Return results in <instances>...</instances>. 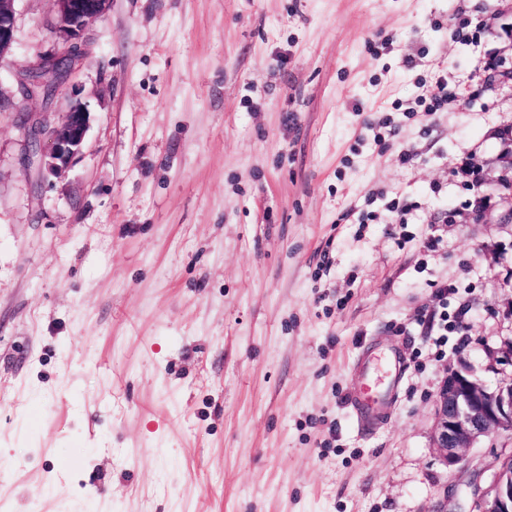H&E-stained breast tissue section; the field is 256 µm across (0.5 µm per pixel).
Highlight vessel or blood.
I'll use <instances>...</instances> for the list:
<instances>
[{"label": "vessel or blood", "instance_id": "1", "mask_svg": "<svg viewBox=\"0 0 512 512\" xmlns=\"http://www.w3.org/2000/svg\"><path fill=\"white\" fill-rule=\"evenodd\" d=\"M384 369L382 381H375L377 369ZM403 373L397 354H387L378 359L374 354H360L356 360V383L347 395V402L358 411V425L361 430L373 429L380 419L382 409L401 384Z\"/></svg>", "mask_w": 512, "mask_h": 512}]
</instances>
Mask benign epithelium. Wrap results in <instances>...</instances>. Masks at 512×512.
Returning <instances> with one entry per match:
<instances>
[{"mask_svg": "<svg viewBox=\"0 0 512 512\" xmlns=\"http://www.w3.org/2000/svg\"><path fill=\"white\" fill-rule=\"evenodd\" d=\"M16 0H0V56L14 41ZM53 34L64 48L39 60L53 67L63 58L84 50L89 23L102 16L111 0H53ZM19 111V129L27 155L36 156L40 169L59 176L82 153L91 123V112L80 102L70 105L64 119L52 123L34 112ZM503 431L512 432V380L490 388L465 366L451 368L444 376L436 399L433 447L448 466L461 463L465 453L482 440ZM469 512H512V453L505 456L485 488H474Z\"/></svg>", "mask_w": 512, "mask_h": 512, "instance_id": "obj_1", "label": "benign epithelium"}]
</instances>
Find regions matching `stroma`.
Instances as JSON below:
<instances>
[{
    "mask_svg": "<svg viewBox=\"0 0 512 512\" xmlns=\"http://www.w3.org/2000/svg\"><path fill=\"white\" fill-rule=\"evenodd\" d=\"M15 8L0 512H468L512 434L449 467L434 411L447 368L512 377V0H112L27 104L91 113L59 178L13 108L62 48L54 4ZM369 344L405 373L363 435L346 395Z\"/></svg>",
    "mask_w": 512,
    "mask_h": 512,
    "instance_id": "obj_1",
    "label": "stroma"
}]
</instances>
